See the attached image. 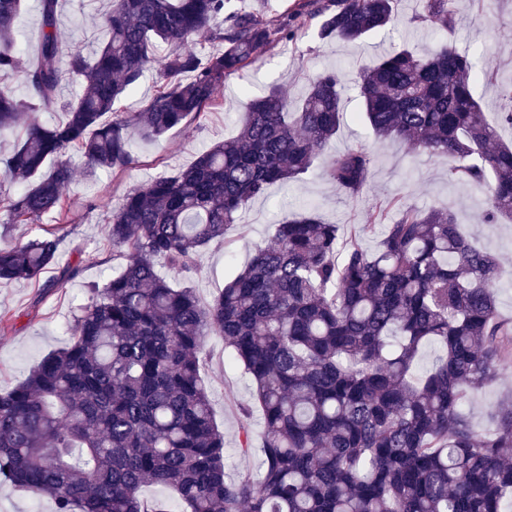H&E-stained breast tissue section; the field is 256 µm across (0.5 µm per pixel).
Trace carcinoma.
Returning <instances> with one entry per match:
<instances>
[{"mask_svg":"<svg viewBox=\"0 0 512 512\" xmlns=\"http://www.w3.org/2000/svg\"><path fill=\"white\" fill-rule=\"evenodd\" d=\"M396 0H302L285 9L278 33L322 18L321 37L355 43L396 20ZM453 0H419L410 22L450 33ZM59 0H40L41 43L27 63L14 42L21 0H0V76L21 74L25 98L0 87V136L24 126L0 157V283L45 290L78 277L77 265L41 282L56 265L58 237L93 206L68 195L83 174L136 167L130 133L154 140L199 118L224 79L256 64L272 30L233 0H112L102 16L108 40L69 71L82 93L63 105ZM160 41L169 50L152 55ZM218 43L210 54L197 51ZM155 93L136 112L120 102L150 67ZM473 59L446 42L424 52L396 48L354 79L360 117L377 140L413 155H448V181L484 188L482 222L512 220V82L499 84L498 121L472 94ZM343 72L315 74L292 102L279 89L255 98L237 133L189 167L128 191L107 210L106 240L123 268L80 308L70 342L20 384L0 393V484L54 512H167L141 496L146 483L172 490L183 512H512V404L477 433L464 405L512 363V321L499 316L498 260L460 230L451 210L402 202L373 252L341 238L336 224L302 214L276 224L272 240L212 300L162 275V259L191 272L203 248L224 238L247 205L270 186L312 169L338 131ZM28 110L64 118L22 124ZM363 146L329 156L326 172L348 197L367 184ZM45 218L53 225L42 227ZM13 224L39 226L8 240ZM224 349L253 383L264 430L257 476L232 477L224 435L201 375L204 338ZM442 355L415 374L423 346Z\"/></svg>","mask_w":512,"mask_h":512,"instance_id":"cac0c4a2","label":"carcinoma"}]
</instances>
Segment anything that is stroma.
Instances as JSON below:
<instances>
[{"label": "stroma", "mask_w": 512, "mask_h": 512, "mask_svg": "<svg viewBox=\"0 0 512 512\" xmlns=\"http://www.w3.org/2000/svg\"><path fill=\"white\" fill-rule=\"evenodd\" d=\"M107 7L108 0H59L58 25L66 52L87 54L105 39L98 19ZM417 7V0H398L395 26L368 37L358 48L321 39L320 18L308 17L291 38L274 39L254 67L243 75L227 78L218 93L219 107L158 139L131 138L129 150L139 161L137 167L117 176L108 172L91 178L76 176L69 195L79 203L92 205L93 210L82 223L69 226L58 246V258L80 265L82 272L77 279L42 296L27 282L0 286V312H25L15 330L0 334V392L15 387L44 357L64 346L66 326L88 303L91 286L104 283L114 269L122 266V259L113 257L105 238L107 205L118 204L130 188L155 176L190 166L212 144L232 136L250 100L271 87H279L293 100L303 94L309 78L322 69L335 66L352 76L385 50L438 46L444 37L436 28L411 24ZM454 9V44L467 51L480 69L496 76L495 81L481 79L473 85L483 112L494 115L503 104L498 83L512 78V0H456ZM343 106L341 126L324 153L329 156L360 144L369 148L373 157L371 176L362 193L355 198L344 196L320 163L288 186H272L266 197L249 205L241 223L230 227L223 240L201 251L189 275L201 301H210L248 262L255 248L271 240L279 221L305 210L313 211L326 223L339 225L344 237L355 238L371 252L381 232L365 231L364 225L375 210L394 212L400 201L419 208H449L456 213L462 231L479 248L494 254L504 268L512 269V224L479 223L482 190L449 183L453 159L414 156L396 142L375 141L358 116L360 101L354 85L346 86ZM203 357L214 418L230 454V473H256L261 456V415L253 414L249 432L240 429V409L252 401L250 379L242 366L228 360L221 337L207 338ZM511 395L512 366L501 370L497 381L468 404L473 428L487 433L492 408Z\"/></svg>", "instance_id": "stroma-1"}]
</instances>
